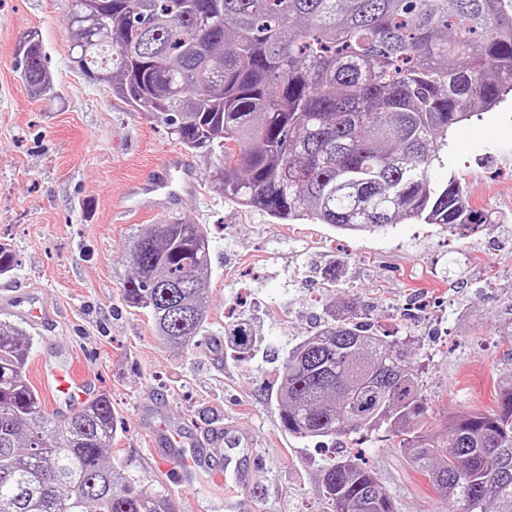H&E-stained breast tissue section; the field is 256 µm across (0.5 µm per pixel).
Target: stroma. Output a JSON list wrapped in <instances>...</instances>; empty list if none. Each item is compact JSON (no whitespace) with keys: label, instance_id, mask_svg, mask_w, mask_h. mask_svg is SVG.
<instances>
[{"label":"stroma","instance_id":"35a3bbf8","mask_svg":"<svg viewBox=\"0 0 512 512\" xmlns=\"http://www.w3.org/2000/svg\"><path fill=\"white\" fill-rule=\"evenodd\" d=\"M71 0H0V243L18 265L0 275V297L36 291L50 332L30 331L25 374L65 363L91 395L109 393L122 430L110 453L135 489H163L174 512H227L253 499L256 512H323L319 471L342 455L344 439L299 440L281 427L275 392L289 346L337 316L379 326L408 350L428 404L425 431L444 438L459 416L494 405V385L512 374V98L448 133L432 185L457 178L491 224L449 236L432 224H392L345 235L307 220L280 224L216 192L204 153L189 158L197 189L171 210L126 207L134 183L149 179L181 145L148 112L88 80L74 62ZM36 32L53 98L21 81L16 50ZM203 226L211 265L206 334L182 351L160 341L150 318L121 301L134 236L167 219ZM336 268L327 287L324 270ZM249 321L262 345L230 355L229 334ZM250 437L263 465L251 490L214 484L208 472L157 474L151 452H166L165 430L184 447L211 422ZM364 463L398 512H443L413 472L398 438L369 433Z\"/></svg>","mask_w":512,"mask_h":512}]
</instances>
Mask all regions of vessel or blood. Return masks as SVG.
Returning <instances> with one entry per match:
<instances>
[{"label":"vessel or blood","mask_w":512,"mask_h":512,"mask_svg":"<svg viewBox=\"0 0 512 512\" xmlns=\"http://www.w3.org/2000/svg\"><path fill=\"white\" fill-rule=\"evenodd\" d=\"M198 180L199 176L192 170L187 157L170 154L166 156L163 165L150 181L137 185L130 191L128 199L135 208L149 210L173 198L177 191L192 190ZM4 305L10 312L36 326L42 325L48 316L45 309L37 307L35 298L27 295H13L5 300ZM41 383L44 390L52 397L68 402H81L86 398L82 378L70 370L63 368L43 370ZM203 442L202 449L188 451L174 458L152 455L148 465L150 469L161 472L173 467L185 473L205 469L209 471L212 480L218 484L223 482L238 486L251 484L255 476V468L262 465L261 455H254L253 466L249 469L234 463L230 455L225 456L223 465L218 466L209 456L208 447L237 448L242 443L241 438L217 428L207 434Z\"/></svg>","instance_id":"obj_1"}]
</instances>
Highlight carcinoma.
Segmentation results:
<instances>
[{"label":"carcinoma","mask_w":512,"mask_h":512,"mask_svg":"<svg viewBox=\"0 0 512 512\" xmlns=\"http://www.w3.org/2000/svg\"><path fill=\"white\" fill-rule=\"evenodd\" d=\"M79 70L150 112L177 140L219 160L216 191L280 220L346 233L410 221L462 234L489 216L460 181L434 186L448 131L512 93V0H73ZM22 81L55 94L38 38L18 48ZM209 239L180 219L130 246L123 304L184 349L204 328ZM17 258L0 243V275ZM290 347L276 402L296 439L386 427L448 512H512V377L495 407L456 419L440 441L416 370L372 325L336 318ZM259 339L240 322L234 352ZM31 340L0 320V512H171L162 490L130 488L108 457L118 434L109 394L59 421L25 367ZM330 512H396L350 455L323 467Z\"/></svg>","instance_id":"obj_1"}]
</instances>
